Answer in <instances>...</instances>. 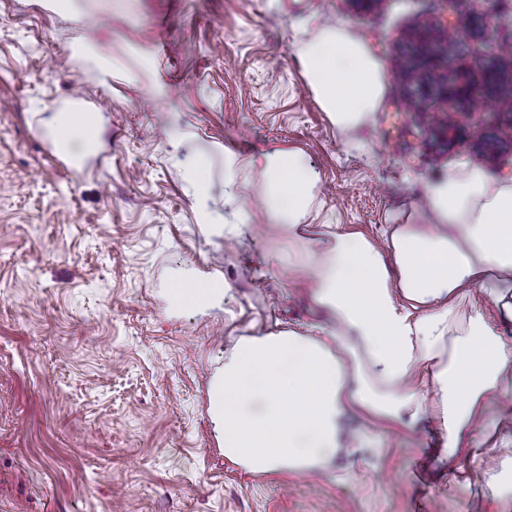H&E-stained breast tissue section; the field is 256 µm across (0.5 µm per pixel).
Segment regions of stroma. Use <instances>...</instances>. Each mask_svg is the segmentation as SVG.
<instances>
[{"instance_id": "stroma-1", "label": "stroma", "mask_w": 512, "mask_h": 512, "mask_svg": "<svg viewBox=\"0 0 512 512\" xmlns=\"http://www.w3.org/2000/svg\"><path fill=\"white\" fill-rule=\"evenodd\" d=\"M0 0V512H512L481 485L512 456L485 447L469 488L424 466L437 428L379 426L382 456L328 476L254 475L227 460L208 412L209 376L238 337L319 322L307 279H292L251 176L247 240L204 234L170 139L210 156L298 152L320 177L323 224L380 237L421 199L422 182L461 162L512 177V104L465 112L440 100L456 142L408 91L421 81L409 38L443 40L439 0ZM490 27L473 29L469 17ZM313 17L344 25L380 60L386 84L366 150H348L294 56ZM458 64L512 44V0H462ZM90 42L111 76L85 60ZM106 121L82 168L39 128L73 89ZM223 277L221 305L175 308L179 277Z\"/></svg>"}]
</instances>
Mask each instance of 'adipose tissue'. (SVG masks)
Returning <instances> with one entry per match:
<instances>
[{"label":"adipose tissue","instance_id":"ef3b65f1","mask_svg":"<svg viewBox=\"0 0 512 512\" xmlns=\"http://www.w3.org/2000/svg\"><path fill=\"white\" fill-rule=\"evenodd\" d=\"M305 78L337 133L351 149L370 126L385 91L383 67L345 26L316 22L295 47ZM74 165L98 154L103 116L51 113L43 127ZM192 132L175 134L172 154L192 188L202 230L218 235L232 223L238 236L252 209L238 200L250 173L263 185L262 210L288 241V270L309 276L315 303L327 315L316 333L280 331L239 337L224 358L214 392L222 407L211 418L224 456L255 474H326L335 458L363 451L372 428L437 422L441 445L430 459L450 482L465 484L479 458L471 434L481 430L512 443L490 413L492 398L512 392V179L463 163L428 180L423 208L409 224L386 225L380 239L339 229L327 241L307 238L320 182L295 151L243 156L223 144L230 215L210 205V167L186 155ZM491 299L498 323L473 303ZM366 430L344 433L345 411Z\"/></svg>","mask_w":512,"mask_h":512}]
</instances>
